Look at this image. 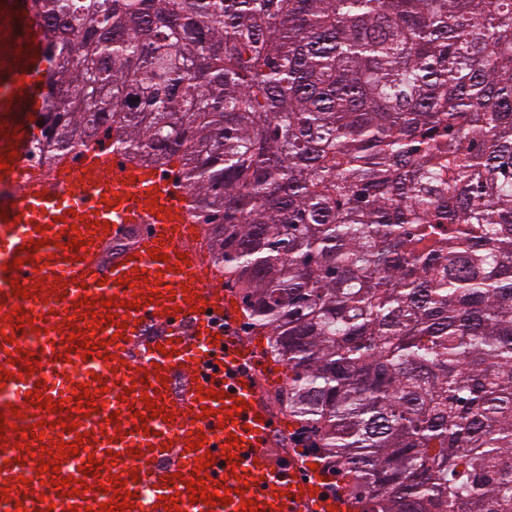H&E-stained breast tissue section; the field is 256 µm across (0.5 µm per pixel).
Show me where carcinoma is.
Segmentation results:
<instances>
[{"label": "carcinoma", "mask_w": 512, "mask_h": 512, "mask_svg": "<svg viewBox=\"0 0 512 512\" xmlns=\"http://www.w3.org/2000/svg\"><path fill=\"white\" fill-rule=\"evenodd\" d=\"M49 166L169 168L363 512H512V0H26Z\"/></svg>", "instance_id": "carcinoma-1"}]
</instances>
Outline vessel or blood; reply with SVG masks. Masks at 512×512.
Returning a JSON list of instances; mask_svg holds the SVG:
<instances>
[{
    "label": "vessel or blood",
    "mask_w": 512,
    "mask_h": 512,
    "mask_svg": "<svg viewBox=\"0 0 512 512\" xmlns=\"http://www.w3.org/2000/svg\"><path fill=\"white\" fill-rule=\"evenodd\" d=\"M49 74L42 20L25 0H0V155L12 158L0 169V367L11 374L0 385V487L8 491L0 512L74 505L98 512L127 492L134 512H166L158 501L173 495L180 512H243L249 500L264 512H359L312 453L283 448L297 425L262 392L281 372L245 339L243 306L215 275L190 190L117 145L31 170L26 151L38 134L33 117L43 110ZM156 204L164 214L155 215ZM96 221L103 230L92 231ZM76 235L82 246L74 250ZM155 248L161 259H153ZM16 281L31 298L13 294ZM108 298L113 307L105 306ZM84 299L107 315L101 330L91 329ZM17 307L26 325L12 321ZM70 314L81 317L95 354L73 347L64 323ZM13 347L32 353L34 372L10 363ZM84 383L95 390L97 410L74 414L76 431L37 408V396L68 398ZM213 391L219 399H210ZM160 409L168 418L157 417ZM36 423L44 440L20 449L21 429ZM84 433L89 440L77 455L61 459L58 471L40 472L41 446L54 452ZM192 433L206 445L189 447ZM233 434L239 442L232 448ZM206 458L208 491L230 494V504L190 500L187 485ZM66 477L85 489L69 494Z\"/></svg>",
    "instance_id": "vessel-or-blood-1"
}]
</instances>
